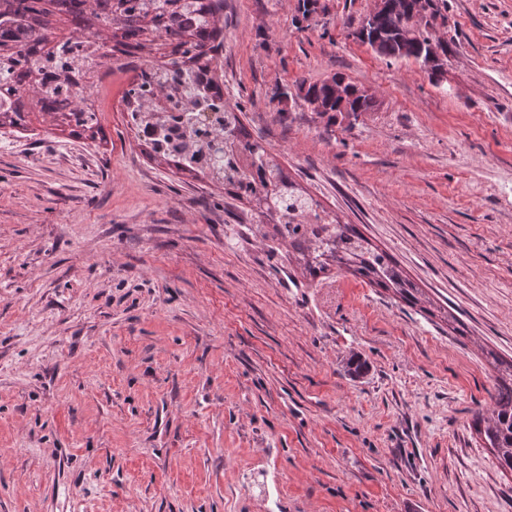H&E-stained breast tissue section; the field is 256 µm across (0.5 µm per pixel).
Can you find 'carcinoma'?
Here are the masks:
<instances>
[{
  "label": "carcinoma",
  "instance_id": "1",
  "mask_svg": "<svg viewBox=\"0 0 512 512\" xmlns=\"http://www.w3.org/2000/svg\"><path fill=\"white\" fill-rule=\"evenodd\" d=\"M0 0V126L19 127L24 120V102L18 87L29 86L37 103L46 112L59 113L72 132L82 135L99 128L98 113L79 102V77L86 75L83 67H74L71 42L86 29L91 20L116 25L114 49L132 57L142 48L140 37L146 32L174 44L172 54L181 55L164 66L163 72L174 73V81L183 75L203 78L209 90L211 106L223 99L219 85L207 74L215 71L213 61L221 44L217 27L224 11V0H106L110 10L99 14L92 7H82L86 0ZM387 6L372 21H364L361 29L368 31L365 44L378 54L394 60H412L427 70L429 77L439 65L428 66L429 41L432 34L424 29L417 38L408 40L401 31L400 11L411 8L409 0H386ZM166 19L159 25V19ZM296 97L307 105L321 102L327 112H369L373 97L342 74L320 82L304 79L295 91L285 88L279 99ZM212 128L197 124L187 142L165 152L182 169L193 170L187 160H194L203 147H211ZM244 151L259 161L258 185H246L247 196L262 203L278 217V232L285 239L293 238L301 224L297 220L315 212L313 203L296 192L278 164L256 140L239 138ZM332 258L353 275L381 288H394L413 304L414 286L402 278L386 252L372 246L354 224H322L308 238L304 259L310 274L325 269ZM479 434L493 450L500 466L512 471V363L505 374L496 378L494 394L487 412L475 413Z\"/></svg>",
  "mask_w": 512,
  "mask_h": 512
}]
</instances>
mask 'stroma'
<instances>
[{"mask_svg": "<svg viewBox=\"0 0 512 512\" xmlns=\"http://www.w3.org/2000/svg\"><path fill=\"white\" fill-rule=\"evenodd\" d=\"M447 3L438 84L359 41L376 0H224L221 21L226 108L413 304L310 275L121 113L0 128V512H512L474 426L487 351L512 360V0ZM337 72L373 111L278 103Z\"/></svg>", "mask_w": 512, "mask_h": 512, "instance_id": "1", "label": "stroma"}]
</instances>
